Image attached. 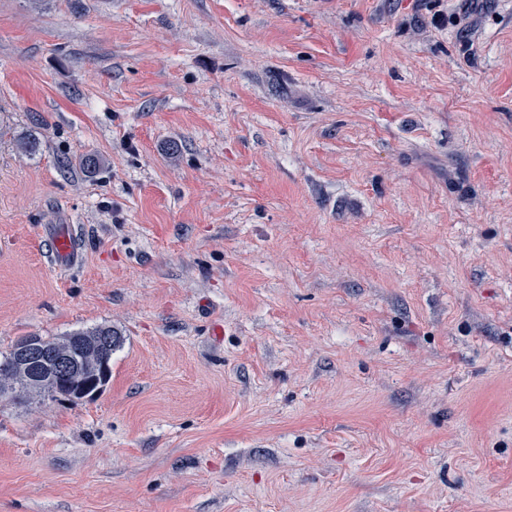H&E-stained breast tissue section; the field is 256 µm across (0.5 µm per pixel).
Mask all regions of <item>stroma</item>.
Segmentation results:
<instances>
[{"label": "stroma", "instance_id": "1", "mask_svg": "<svg viewBox=\"0 0 512 512\" xmlns=\"http://www.w3.org/2000/svg\"><path fill=\"white\" fill-rule=\"evenodd\" d=\"M102 324L0 512H512V0H0V354ZM52 256L60 262L73 259L76 243L68 224H58L51 234Z\"/></svg>", "mask_w": 512, "mask_h": 512}]
</instances>
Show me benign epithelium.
I'll return each mask as SVG.
<instances>
[{"label": "benign epithelium", "instance_id": "benign-epithelium-1", "mask_svg": "<svg viewBox=\"0 0 512 512\" xmlns=\"http://www.w3.org/2000/svg\"><path fill=\"white\" fill-rule=\"evenodd\" d=\"M102 340L101 336H88L85 346L76 350L67 339L48 352L42 337H23L15 345L13 358L0 366V396L28 389H40L48 395L62 376L75 385L90 383L95 368L102 363Z\"/></svg>", "mask_w": 512, "mask_h": 512}]
</instances>
